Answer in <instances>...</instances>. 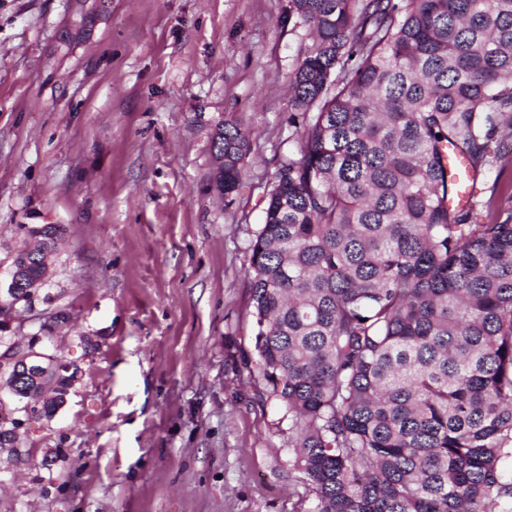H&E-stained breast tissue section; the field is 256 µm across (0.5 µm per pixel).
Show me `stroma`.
<instances>
[{
    "mask_svg": "<svg viewBox=\"0 0 512 512\" xmlns=\"http://www.w3.org/2000/svg\"><path fill=\"white\" fill-rule=\"evenodd\" d=\"M312 40L288 0H0V268L18 225H62L55 343L78 369L22 431L0 512H312L241 360L250 243L296 149L288 83ZM225 119L252 131L230 203L210 179Z\"/></svg>",
    "mask_w": 512,
    "mask_h": 512,
    "instance_id": "35a3bbf8",
    "label": "stroma"
}]
</instances>
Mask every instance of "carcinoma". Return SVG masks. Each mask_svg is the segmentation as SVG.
Returning a JSON list of instances; mask_svg holds the SVG:
<instances>
[{"instance_id":"1","label":"carcinoma","mask_w":512,"mask_h":512,"mask_svg":"<svg viewBox=\"0 0 512 512\" xmlns=\"http://www.w3.org/2000/svg\"><path fill=\"white\" fill-rule=\"evenodd\" d=\"M315 33L290 77L296 151L281 161L250 244L253 352L245 365L288 422L313 512H500L512 498V215L477 221L453 201L451 159L500 164L512 132V0H289ZM224 197L242 186L250 129L217 124ZM11 268L0 305L33 309L58 224ZM47 332L42 365L66 387ZM0 402V450L44 386Z\"/></svg>"}]
</instances>
